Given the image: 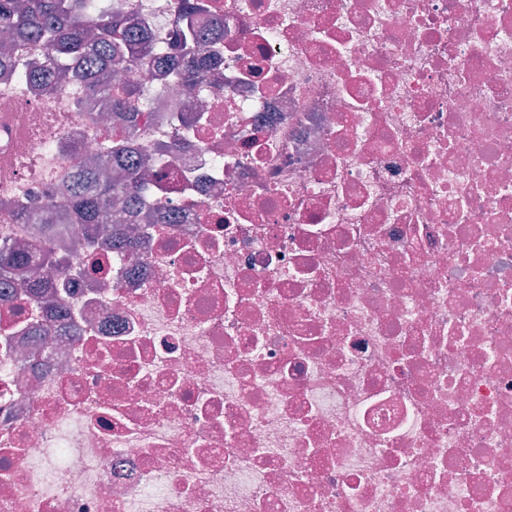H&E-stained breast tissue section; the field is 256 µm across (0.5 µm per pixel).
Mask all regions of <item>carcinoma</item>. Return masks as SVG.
<instances>
[{"mask_svg":"<svg viewBox=\"0 0 512 512\" xmlns=\"http://www.w3.org/2000/svg\"><path fill=\"white\" fill-rule=\"evenodd\" d=\"M175 8L181 62L172 65L168 73L192 85L198 81L193 61L200 52L202 39L188 23L194 10L191 0H177ZM0 31L13 34L19 42L43 48L55 59L54 71L45 70L36 61L27 59L22 63L28 78L38 80L37 86L48 88L64 77L85 82L109 112L127 122L133 115L127 102L138 95V87L130 83L115 91L110 83L112 70L169 60L165 46L139 22L131 21L122 27L94 0H0ZM154 162L153 157L135 151L134 143L127 137L111 141L85 164L60 222L91 225L89 248L101 241L114 251L123 252V245L112 240V200L121 199L130 207L144 199L149 180L143 170ZM67 248L63 242L47 240L32 253L24 246L0 239V281L18 280L27 290L41 288L40 277L30 274L32 265L57 270L61 260L56 253Z\"/></svg>","mask_w":512,"mask_h":512,"instance_id":"cac0c4a2","label":"carcinoma"}]
</instances>
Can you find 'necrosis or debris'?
Here are the masks:
<instances>
[{"mask_svg":"<svg viewBox=\"0 0 512 512\" xmlns=\"http://www.w3.org/2000/svg\"><path fill=\"white\" fill-rule=\"evenodd\" d=\"M203 3L200 87L112 78L182 143L128 259L0 300V512H512V0ZM124 133L0 77V238Z\"/></svg>","mask_w":512,"mask_h":512,"instance_id":"obj_1","label":"necrosis or debris"}]
</instances>
